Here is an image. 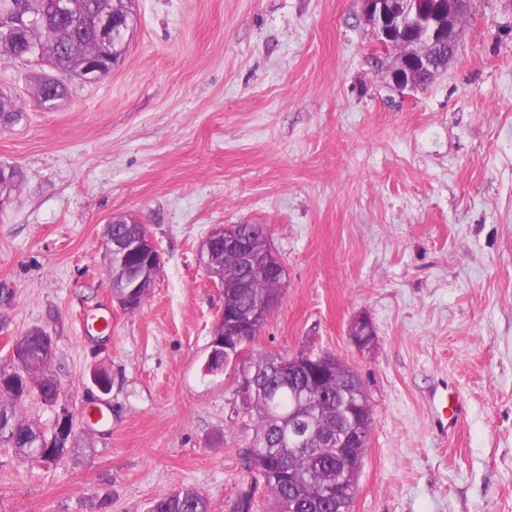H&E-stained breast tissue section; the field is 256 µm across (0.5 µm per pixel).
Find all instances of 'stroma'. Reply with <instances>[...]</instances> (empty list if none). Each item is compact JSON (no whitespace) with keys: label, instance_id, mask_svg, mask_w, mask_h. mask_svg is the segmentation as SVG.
I'll return each instance as SVG.
<instances>
[{"label":"stroma","instance_id":"35a3bbf8","mask_svg":"<svg viewBox=\"0 0 512 512\" xmlns=\"http://www.w3.org/2000/svg\"><path fill=\"white\" fill-rule=\"evenodd\" d=\"M123 60L34 104L35 59L0 60L24 105L0 162L24 180L0 210L14 291L0 367L33 327L79 420L61 462L0 443V512H147L181 488L231 512L254 423L235 375L203 366L224 294L198 248L264 224L284 268L249 356L333 354L372 406L352 512H512V0H470L455 58L398 92L358 0H134ZM137 216L163 258L143 307L112 298L103 227ZM112 320L105 342L81 321ZM376 332L358 349L350 325ZM105 367L109 394L90 373ZM464 418L442 439L429 393ZM106 508H97L99 499Z\"/></svg>","mask_w":512,"mask_h":512}]
</instances>
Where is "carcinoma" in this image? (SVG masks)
<instances>
[{"instance_id": "carcinoma-1", "label": "carcinoma", "mask_w": 512, "mask_h": 512, "mask_svg": "<svg viewBox=\"0 0 512 512\" xmlns=\"http://www.w3.org/2000/svg\"><path fill=\"white\" fill-rule=\"evenodd\" d=\"M27 12L36 18L20 38L32 47L34 56L48 71L38 76L33 100L41 108L52 110L69 95L68 80L82 75L92 59L103 54L118 62L125 55L123 44L106 47L92 36L93 16L112 9V0H69L67 16L50 13L48 0H24ZM23 112L13 97L0 93V125H11ZM23 181L19 171L0 164V193L12 192ZM231 231L254 244V260L241 271L222 250L211 254V260L224 264V311L243 314L269 302L279 294L280 282L268 274L271 251L268 226L265 224H233ZM19 348L26 353L24 374L44 390L42 401L50 405L56 391L62 388L51 371L53 354L45 352L41 339L24 334L18 338ZM284 356H260L249 359V370L255 388L243 405L255 417V434L251 445L242 451L244 468L250 483L239 493L233 512H254L255 495L263 489L270 501L269 512H336V501L327 494L336 484V476L355 483L359 471L343 472L336 467V450L330 441L346 433L343 409L350 401L369 404L358 375L343 364L321 380L314 379L306 367L298 363L284 373ZM18 388L0 389V417L16 419L25 400L17 376ZM300 421L308 431L298 443L289 436V419ZM17 434L0 441L7 443L20 458L34 457L33 451L46 436L31 425L16 424ZM149 512H210L207 498L192 488L179 489L155 499Z\"/></svg>"}]
</instances>
